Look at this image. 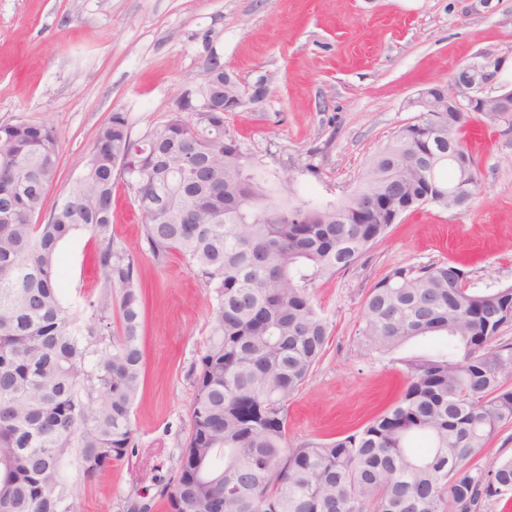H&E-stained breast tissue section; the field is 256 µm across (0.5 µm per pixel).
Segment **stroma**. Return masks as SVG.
I'll return each instance as SVG.
<instances>
[{
	"label": "stroma",
	"instance_id": "35a3bbf8",
	"mask_svg": "<svg viewBox=\"0 0 512 512\" xmlns=\"http://www.w3.org/2000/svg\"><path fill=\"white\" fill-rule=\"evenodd\" d=\"M246 83L270 82L260 105L224 115L274 196L335 204L370 159L420 112V93L464 67L495 68L484 93L512 85V0H0V124L53 127L57 184L44 207L85 171L113 113L132 138L178 112L209 62ZM479 187L460 211L407 214L351 267L315 282L328 323L325 352L285 407L298 445L356 430L398 395L399 353H365L363 303L390 270L452 259L475 287L512 284V131L470 122ZM116 242L134 253L144 301V388L134 405L135 452L80 487L79 512H168L161 481L176 475L190 428L191 371L207 336L212 294L177 254L155 261L134 197L117 182ZM79 232L56 253L67 294L97 272Z\"/></svg>",
	"mask_w": 512,
	"mask_h": 512
}]
</instances>
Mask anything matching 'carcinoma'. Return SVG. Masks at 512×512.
I'll return each instance as SVG.
<instances>
[{
  "label": "carcinoma",
  "mask_w": 512,
  "mask_h": 512,
  "mask_svg": "<svg viewBox=\"0 0 512 512\" xmlns=\"http://www.w3.org/2000/svg\"><path fill=\"white\" fill-rule=\"evenodd\" d=\"M203 85L224 107L221 64ZM194 116L177 112L134 139L114 114L44 220L58 136L0 125V512H77L78 484L134 447L142 300L134 256L112 233L116 169L153 258L182 254L214 299L170 512H211L216 501L223 512H488L511 501L512 457L473 459L512 421V344L496 342L512 322V284L469 288L451 260L396 267L365 299L367 352L443 342L403 360L398 400L351 434L298 446L284 413L326 345L314 281L351 266L408 211L460 209L475 195L477 163L459 137L470 116L439 100L421 108L337 205L274 200L225 141L224 113ZM78 230L99 286L71 301L55 253Z\"/></svg>",
  "instance_id": "1"
}]
</instances>
